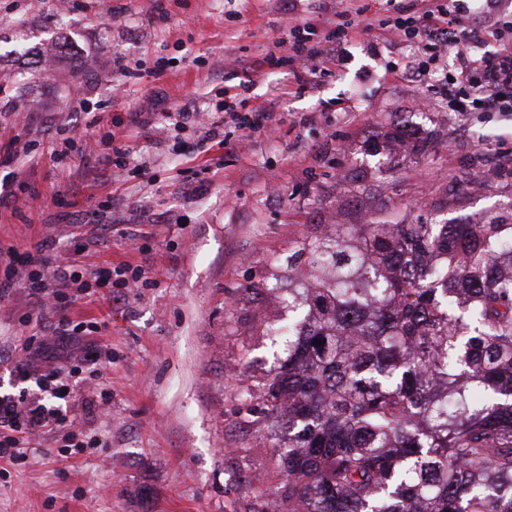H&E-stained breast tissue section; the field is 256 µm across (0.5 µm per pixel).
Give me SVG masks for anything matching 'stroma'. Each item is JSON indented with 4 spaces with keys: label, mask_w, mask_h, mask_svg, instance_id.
<instances>
[{
    "label": "stroma",
    "mask_w": 512,
    "mask_h": 512,
    "mask_svg": "<svg viewBox=\"0 0 512 512\" xmlns=\"http://www.w3.org/2000/svg\"><path fill=\"white\" fill-rule=\"evenodd\" d=\"M274 0H0V145L33 144L23 163L36 198L0 210V245L52 238V262L159 270L158 286L113 302L107 289L69 291L67 315L90 327L70 347L98 348L100 377L74 387V430L42 434L25 459L0 462V512H260L274 492L276 450L261 389L283 344L270 333L288 319V256L303 238L336 224L464 222L512 214V112H452L432 87L456 62L442 52L427 79L394 71L419 52L393 35L379 56L345 46L342 69L319 92L288 97L277 138L227 128L225 147L187 163L181 142L132 133L125 170L89 195L93 141L67 171L50 154L62 127L94 112L147 104L140 80L122 79V56L164 67L156 111L194 98L213 108L236 81L225 58L254 62L273 50L284 19ZM197 58L183 68V57ZM86 107L75 110V100ZM404 133L403 148L385 134ZM223 157L218 172L208 159ZM147 164L146 184L136 170ZM63 191V205L52 202ZM112 201L114 228L86 213ZM91 248L76 254L78 243ZM28 289L0 297V395L31 398L34 381L15 371L18 346L45 338Z\"/></svg>",
    "instance_id": "obj_1"
}]
</instances>
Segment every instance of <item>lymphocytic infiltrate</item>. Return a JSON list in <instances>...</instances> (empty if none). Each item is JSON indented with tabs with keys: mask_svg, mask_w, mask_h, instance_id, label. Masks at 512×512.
Here are the masks:
<instances>
[{
	"mask_svg": "<svg viewBox=\"0 0 512 512\" xmlns=\"http://www.w3.org/2000/svg\"><path fill=\"white\" fill-rule=\"evenodd\" d=\"M466 2L401 0L394 18H377L365 25L359 22L366 11L360 0H345L342 8L335 11L327 10L318 2L314 6V20L289 25L284 37L276 43L277 48L286 53L294 83L286 89L274 88L273 95L278 98L286 92L294 95L316 92L327 65L342 61L344 44L359 37L365 38L371 51L389 34L418 40L425 49L434 51L466 44L476 36L475 30L464 22ZM319 27L330 30L332 40L310 43L309 35ZM252 83V76H244L237 84L235 94L225 95L223 102L204 116L199 114L194 101L184 102L170 115L173 127L186 129L206 123L208 139L219 145L224 144V128L230 123L251 132L276 130L282 119L274 105L240 111V97L250 91ZM507 84L512 85V56L484 57L477 61L465 58L444 94L449 110L454 112H512V92L503 90ZM152 122L153 115L149 112H131L111 118L93 115L89 122L91 134L109 147L108 152L99 155L93 165L94 183L107 180L111 170L125 167L133 152L127 141L128 129L147 130ZM53 246V240L43 238L24 250L13 246L0 247V293L20 284L26 285L37 299L41 311L57 316L50 339L27 349L26 361L19 369L21 379L35 381L40 397L28 403L0 398L1 460L25 458L31 436L40 433L56 418L51 401L57 396L54 387L57 371L49 365V351L74 342L82 331L80 325L71 324L66 317L60 291L74 288L84 294L90 283L74 265L53 266Z\"/></svg>",
	"mask_w": 512,
	"mask_h": 512,
	"instance_id": "f902f5d3",
	"label": "lymphocytic infiltrate"
}]
</instances>
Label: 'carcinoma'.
I'll return each instance as SVG.
<instances>
[{
	"label": "carcinoma",
	"mask_w": 512,
	"mask_h": 512,
	"mask_svg": "<svg viewBox=\"0 0 512 512\" xmlns=\"http://www.w3.org/2000/svg\"><path fill=\"white\" fill-rule=\"evenodd\" d=\"M282 338L262 512H512V219L298 242Z\"/></svg>",
	"instance_id": "obj_1"
}]
</instances>
